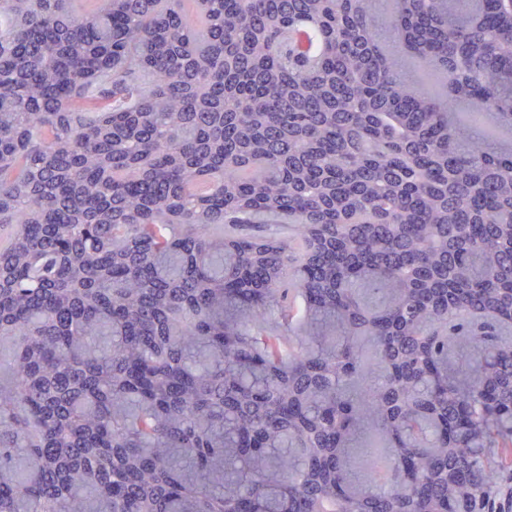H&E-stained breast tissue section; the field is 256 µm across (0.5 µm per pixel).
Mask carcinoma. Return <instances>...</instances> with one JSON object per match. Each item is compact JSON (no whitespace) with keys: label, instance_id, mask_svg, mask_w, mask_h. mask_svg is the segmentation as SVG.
I'll use <instances>...</instances> for the list:
<instances>
[{"label":"carcinoma","instance_id":"cac0c4a2","mask_svg":"<svg viewBox=\"0 0 512 512\" xmlns=\"http://www.w3.org/2000/svg\"><path fill=\"white\" fill-rule=\"evenodd\" d=\"M396 4L445 96L374 0H0V512H494L512 0ZM393 0H375L374 9L378 19V38L381 47L392 52L398 48V39L389 28V22L392 16ZM404 72L406 76L425 88V93L439 95L443 91L441 76L421 60L408 58Z\"/></svg>","mask_w":512,"mask_h":512}]
</instances>
